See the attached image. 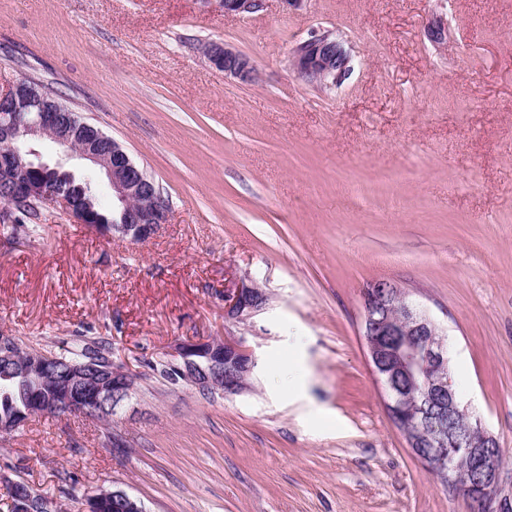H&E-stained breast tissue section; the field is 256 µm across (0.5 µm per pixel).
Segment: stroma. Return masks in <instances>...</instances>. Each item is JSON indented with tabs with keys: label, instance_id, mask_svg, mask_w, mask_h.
I'll list each match as a JSON object with an SVG mask.
<instances>
[{
	"label": "stroma",
	"instance_id": "obj_1",
	"mask_svg": "<svg viewBox=\"0 0 512 512\" xmlns=\"http://www.w3.org/2000/svg\"><path fill=\"white\" fill-rule=\"evenodd\" d=\"M314 30L354 60L330 92L289 64ZM213 42L249 56L257 82L216 70ZM24 77L119 141L170 210L142 243L52 206L38 233L0 228V334L54 353L103 336L140 375L111 421L0 435V512L18 482L59 512L112 488L147 512H469L385 409L360 334L378 279L445 328L458 395L504 450L512 512V0H268L244 18L203 0H0V94ZM242 281L270 301L237 323L224 291ZM226 334L256 357L242 393L145 372Z\"/></svg>",
	"mask_w": 512,
	"mask_h": 512
}]
</instances>
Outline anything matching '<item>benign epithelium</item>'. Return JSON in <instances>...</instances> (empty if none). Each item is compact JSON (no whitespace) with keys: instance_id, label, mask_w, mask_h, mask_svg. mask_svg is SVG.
<instances>
[{"instance_id":"1","label":"benign epithelium","mask_w":512,"mask_h":512,"mask_svg":"<svg viewBox=\"0 0 512 512\" xmlns=\"http://www.w3.org/2000/svg\"><path fill=\"white\" fill-rule=\"evenodd\" d=\"M226 15L252 16L264 11L267 0H203ZM431 42L448 40V22L442 16L427 27ZM206 57L219 71L244 85L257 71L252 60L229 47L212 43ZM290 62L307 83L321 89L339 87L353 70L352 57L342 41L326 30L314 32L290 52ZM48 140L56 147L51 160L37 146ZM78 158L90 164L88 173L103 175L112 187L111 224L92 223L93 202L76 183L67 162ZM59 173L49 181L44 174ZM10 188L0 203V222L10 224L21 201L57 207L75 223L102 235H118L132 242L152 238L168 214V201L147 171L112 137L83 120L41 85L24 77L0 96V187ZM266 306L265 293L255 284L241 283L224 290V315L237 322ZM361 333L372 372L381 383L386 408L400 422L404 400L415 399L416 428L403 429L409 448L433 467L436 480L465 499L472 512H501L497 490L503 450L498 438L462 405L448 364L445 329L410 294L395 283L378 280L364 291ZM204 355L206 369L195 362ZM183 380L202 393L238 394L248 387L256 359L244 338L188 341L169 358ZM70 383L95 392L103 410L95 416L109 419L135 394L139 375L115 363L74 366ZM95 498L112 500L114 512H146L142 501L122 489L103 490ZM11 512H57L56 502L26 489L12 500Z\"/></svg>"}]
</instances>
